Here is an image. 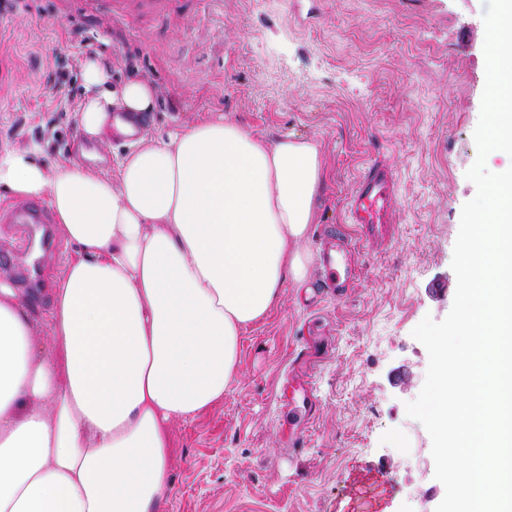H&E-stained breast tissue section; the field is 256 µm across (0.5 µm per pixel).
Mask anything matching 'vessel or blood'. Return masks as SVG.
I'll return each mask as SVG.
<instances>
[{
    "label": "vessel or blood",
    "instance_id": "1",
    "mask_svg": "<svg viewBox=\"0 0 512 512\" xmlns=\"http://www.w3.org/2000/svg\"><path fill=\"white\" fill-rule=\"evenodd\" d=\"M393 174L380 163L368 166L358 181L356 190L347 204L348 219L361 239L383 242L389 236L392 222L388 203L391 196ZM10 224L36 227L52 223L50 210L41 203L26 199L14 200L4 215ZM358 258L354 244L344 249L324 251L322 254V280L326 288L343 291L350 287L358 275Z\"/></svg>",
    "mask_w": 512,
    "mask_h": 512
}]
</instances>
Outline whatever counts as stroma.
Masks as SVG:
<instances>
[{
    "label": "stroma",
    "instance_id": "obj_1",
    "mask_svg": "<svg viewBox=\"0 0 512 512\" xmlns=\"http://www.w3.org/2000/svg\"><path fill=\"white\" fill-rule=\"evenodd\" d=\"M484 0H172L154 14L128 0L123 20L102 0H0V149L40 142L41 161L71 159L115 174L130 150L83 141V64L113 83L141 78L159 97L145 126L163 135L224 116L274 141L321 146L324 182L305 249L303 285L249 327L240 381L223 402L172 430L164 512H435L431 438L407 416L429 356L412 331L442 320L457 287L451 268L465 173L485 86ZM392 167L393 237L361 245L345 296L315 294L321 233L343 224L370 160ZM72 247L59 230L0 258L36 324L52 276ZM317 390L315 409L289 370ZM304 428L300 446L288 437Z\"/></svg>",
    "mask_w": 512,
    "mask_h": 512
}]
</instances>
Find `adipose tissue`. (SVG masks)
<instances>
[{
	"label": "adipose tissue",
	"instance_id": "obj_1",
	"mask_svg": "<svg viewBox=\"0 0 512 512\" xmlns=\"http://www.w3.org/2000/svg\"><path fill=\"white\" fill-rule=\"evenodd\" d=\"M84 80V135L134 139L115 175L0 152V186L47 198L75 247L43 330L0 272V512H162L172 426L223 401L243 333L310 263L316 140L221 118L152 137V84L108 85L94 59Z\"/></svg>",
	"mask_w": 512,
	"mask_h": 512
}]
</instances>
